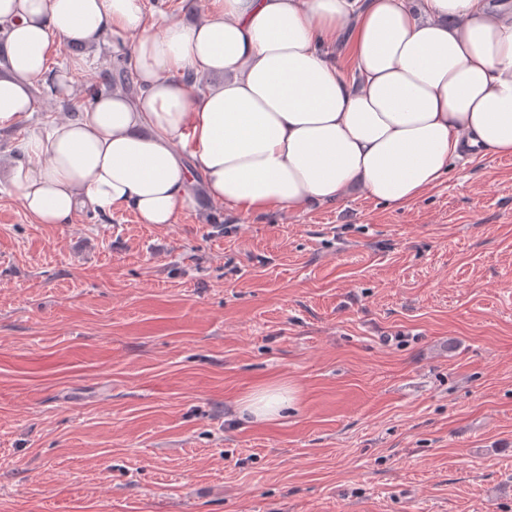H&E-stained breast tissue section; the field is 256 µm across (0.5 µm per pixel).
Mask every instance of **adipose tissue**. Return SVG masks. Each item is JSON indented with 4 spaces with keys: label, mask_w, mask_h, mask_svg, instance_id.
Masks as SVG:
<instances>
[{
    "label": "adipose tissue",
    "mask_w": 512,
    "mask_h": 512,
    "mask_svg": "<svg viewBox=\"0 0 512 512\" xmlns=\"http://www.w3.org/2000/svg\"><path fill=\"white\" fill-rule=\"evenodd\" d=\"M0 29V130L34 112L66 44L111 37L142 87L19 144L9 181L39 224L87 206L172 224L200 189L246 217L355 191L401 208L465 154L512 156V0H207L194 24L144 0H0ZM207 75L220 83L197 90ZM295 401L268 385L238 408L271 421Z\"/></svg>",
    "instance_id": "1"
}]
</instances>
